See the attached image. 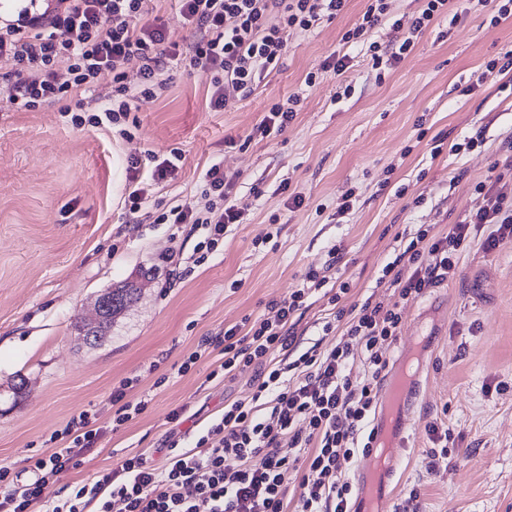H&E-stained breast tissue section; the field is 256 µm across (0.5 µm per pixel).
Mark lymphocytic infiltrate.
<instances>
[{
  "label": "lymphocytic infiltrate",
  "instance_id": "obj_1",
  "mask_svg": "<svg viewBox=\"0 0 512 512\" xmlns=\"http://www.w3.org/2000/svg\"><path fill=\"white\" fill-rule=\"evenodd\" d=\"M187 42L171 40L153 0H49L42 13L24 12L0 21V78L11 85L10 104L32 111L91 90L102 71L112 73V102L91 124H121L135 103L160 97L166 74L183 66L210 78L209 110L220 112L250 96L279 66L291 32L313 30L340 15L348 0H177ZM456 0H424L410 23L390 20L388 0H367L362 17L342 36L344 45L365 44L375 70L400 63L438 17L456 12ZM389 22L392 37L370 40L373 29ZM302 91L275 102L252 129L251 139L285 132L297 114ZM177 165L163 159L142 170L139 158L127 164L130 214L149 203L151 188L162 187ZM232 182L221 164L201 176L196 203L177 205L155 218L159 224L202 225L208 235L198 253L216 251L228 225L243 213L231 197ZM476 203L465 221L448 232L418 230L405 249L406 266L390 262L381 280L399 301L415 299L453 279L471 246V228L490 225L484 251L512 239V195L476 186ZM311 271L301 288L276 305L274 318H244L223 335L205 337L183 359L188 373L210 346H223L224 359L211 378L252 373L250 401L224 408L223 417L201 435L195 448L171 441L162 466L139 454L97 472L92 485H77L64 497L50 491L56 475L79 467L99 435L88 412H80L51 440L54 448L29 465L20 478L0 465V512H111L120 500L124 512H352V485L343 462L369 454L375 441L373 414L378 390L388 373V351L402 316L397 303L365 301L339 306L347 284L332 294L336 305L323 334H336L330 347L297 352L296 314L326 284ZM364 369H353L354 360ZM299 475L288 489V470Z\"/></svg>",
  "mask_w": 512,
  "mask_h": 512
}]
</instances>
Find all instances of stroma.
Returning a JSON list of instances; mask_svg holds the SVG:
<instances>
[{
	"label": "stroma",
	"instance_id": "1",
	"mask_svg": "<svg viewBox=\"0 0 512 512\" xmlns=\"http://www.w3.org/2000/svg\"><path fill=\"white\" fill-rule=\"evenodd\" d=\"M365 4L349 0L336 19L291 33L279 68L230 110L207 109L206 75L173 71L164 96L131 112L127 139L105 124L75 125L57 104L14 111L0 79V464L20 472L27 458L49 455L50 436L83 411L104 433L80 467L59 474L60 494L129 454L161 465L170 439L192 448L225 405L250 395L247 373L207 381L217 351L179 373L201 337L271 316L312 270L326 272L329 287L348 282L344 305L389 301L382 268L418 229L463 220L475 186L494 185L512 134V71L488 64L512 48V16L495 25L480 12L441 17L384 76L354 48L345 74L304 88L306 73L342 49ZM345 83L354 92L337 99ZM298 90L304 100L288 129L247 141L271 104ZM478 132L482 144L465 146ZM174 151L182 159L153 204L194 201L203 171L218 163L243 212L201 265L192 255L206 230L133 219L124 202L128 159ZM284 182L301 193V207H288ZM349 191L355 202L344 212ZM265 231L272 241L254 245ZM489 231L476 229L452 280L402 306L392 360L419 317L432 313L438 323L387 512H402L414 491L420 512H512V241L484 251ZM126 281L137 283V300L102 342L86 343L78 328L96 298ZM129 377L147 408L116 430L110 395ZM182 406L188 419L172 421ZM436 422L455 448L430 474Z\"/></svg>",
	"mask_w": 512,
	"mask_h": 512
}]
</instances>
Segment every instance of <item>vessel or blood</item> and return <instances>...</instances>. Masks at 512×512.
I'll return each mask as SVG.
<instances>
[{
    "mask_svg": "<svg viewBox=\"0 0 512 512\" xmlns=\"http://www.w3.org/2000/svg\"><path fill=\"white\" fill-rule=\"evenodd\" d=\"M422 366H413L408 375L391 374L381 388L386 415L377 423V438L389 443L392 452L387 465H380L376 455L366 457L358 480V512H383L390 498L389 481L396 472L406 449L413 399L420 397L423 384Z\"/></svg>",
    "mask_w": 512,
    "mask_h": 512,
    "instance_id": "obj_1",
    "label": "vessel or blood"
}]
</instances>
